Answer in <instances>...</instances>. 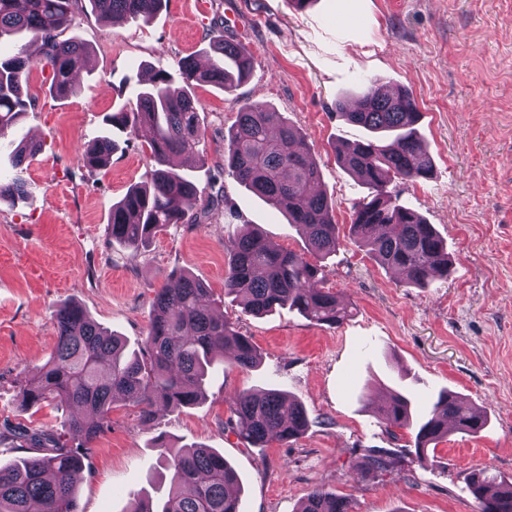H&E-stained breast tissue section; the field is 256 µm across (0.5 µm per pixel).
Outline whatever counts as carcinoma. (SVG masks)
<instances>
[{
  "label": "carcinoma",
  "instance_id": "1",
  "mask_svg": "<svg viewBox=\"0 0 512 512\" xmlns=\"http://www.w3.org/2000/svg\"><path fill=\"white\" fill-rule=\"evenodd\" d=\"M91 12L112 22L149 20L164 0H88ZM82 0H0V39L31 36L40 53L25 49L0 56V138L16 126L33 100L24 92L28 72L35 63L49 68V92L66 97L75 92L74 75L90 48L74 39H60L71 26ZM214 58L205 68L184 58L181 82L164 70L133 92L132 98L106 116L109 127L126 131L128 139L150 133L147 146L152 167L145 180L132 186L112 204L107 230L112 240L138 252L157 233L172 224H199L219 220L227 209L224 186L209 193L200 215H189L201 190L190 176L168 167L171 156L202 160L203 139L199 113L191 94L199 82L233 91L248 76L252 59L237 45L213 41ZM348 122L369 132L368 138L336 147L342 167L371 190L370 199L354 207L350 234L381 266L403 272L406 283L426 288L436 277L448 276L452 260L433 225L417 211L400 204L387 190L394 178L421 181L431 178L433 162L417 137L420 119L416 102L405 90L393 94L368 85L354 110L336 103ZM299 132L279 113L260 103H246L224 135V172L240 186L282 211L288 223L304 235L310 253L323 257L336 252V232L328 198L317 189L320 171L308 152L299 148ZM115 143L112 132L80 152L89 171L110 165ZM29 192L22 172L0 182V200ZM227 271L224 295L233 297L252 316L289 308L316 325L338 327L350 316L348 306L322 286L321 266L305 255L285 250L261 233L244 230L224 240ZM56 343L49 359L22 389L24 406L54 402L79 405L96 420L71 417L63 432L6 428L0 444L8 442L21 456L0 464V512H78L77 475L99 433L112 426V403L123 400L139 410L144 420L156 410L179 409L205 397L204 384L214 351L228 347L235 363L249 370L260 354L249 340L214 315L210 291L188 272L174 288L162 287L154 297V315L143 351L127 354L122 341L100 327L76 302L54 313ZM410 399L392 392L378 409L391 435L410 426ZM462 433H477L487 416L467 407L458 395L443 392L431 412L413 431L415 453L448 437V424ZM226 424L239 438L256 448L271 440L288 443L303 433L308 417L303 406L279 390L242 391L230 408ZM160 460L171 473V490L161 512H240L236 470L224 455L194 446L176 453L161 451ZM389 452L372 448L362 458L368 473L385 471ZM468 490L478 512L491 504L496 512H512V484L496 481L484 470L473 472ZM299 512H351L348 500L317 488Z\"/></svg>",
  "mask_w": 512,
  "mask_h": 512
}]
</instances>
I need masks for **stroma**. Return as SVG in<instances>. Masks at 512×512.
Listing matches in <instances>:
<instances>
[{
    "label": "stroma",
    "mask_w": 512,
    "mask_h": 512,
    "mask_svg": "<svg viewBox=\"0 0 512 512\" xmlns=\"http://www.w3.org/2000/svg\"><path fill=\"white\" fill-rule=\"evenodd\" d=\"M213 35L242 46L255 64L233 91L194 86L205 159L188 172L205 190L223 178L242 223L306 253L278 210L224 174V133L242 105H268L299 129L339 227L335 254L321 262L324 287L352 312L339 327L287 309L254 317L225 297L223 223L168 227L144 253L107 233L113 203L142 180L150 152L113 131L111 164L91 173L79 151L145 75L177 72L190 55L206 61ZM64 36L91 49L76 92L52 96L49 70L33 67L35 106L0 140L5 179L15 143L41 145L25 162L29 194L0 202V428L57 430L68 417L69 408H26L20 398L54 348V312L67 302L137 351L156 289L187 270L210 289L214 312L261 355L245 371L217 353L205 400L150 421L115 402L112 427L93 442L78 480L79 512L164 502L163 443L222 452L240 475L242 512H297L316 488L346 496L352 512H476L466 488L472 470L512 481V0H315L304 11L289 0H165L146 23L79 14ZM371 83L408 90L422 114L417 129L433 175L396 178L389 189L433 224L454 258L447 277L427 288L407 285L349 235L353 207L370 191L341 168L335 146L367 132L336 103L357 100ZM268 388L302 402L309 426L296 440L255 448L227 427L228 408L239 392ZM393 390L411 398L414 418L450 390L488 423L474 436L449 432L416 457L410 432L391 437L377 416ZM368 448L393 452V465L364 474Z\"/></svg>",
    "instance_id": "35a3bbf8"
}]
</instances>
